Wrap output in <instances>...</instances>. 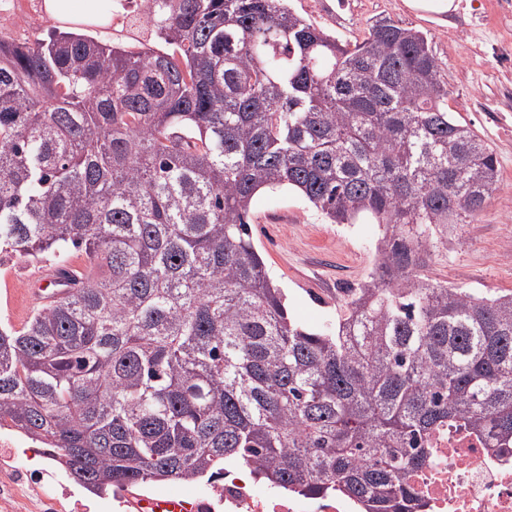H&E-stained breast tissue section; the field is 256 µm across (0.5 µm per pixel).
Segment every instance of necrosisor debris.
I'll return each mask as SVG.
<instances>
[{
  "label": "necrosis or debris",
  "instance_id": "1",
  "mask_svg": "<svg viewBox=\"0 0 512 512\" xmlns=\"http://www.w3.org/2000/svg\"><path fill=\"white\" fill-rule=\"evenodd\" d=\"M13 427L0 426V512H81L82 505L59 495L57 471L28 470L16 457ZM424 446L429 461L412 471L410 484L420 512H512V448L492 450L460 426L430 433ZM166 495L192 498L194 512H362L342 493L327 497L266 496L243 472L203 489L172 483Z\"/></svg>",
  "mask_w": 512,
  "mask_h": 512
}]
</instances>
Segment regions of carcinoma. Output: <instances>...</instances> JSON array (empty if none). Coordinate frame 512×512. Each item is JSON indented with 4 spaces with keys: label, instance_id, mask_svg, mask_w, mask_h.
Instances as JSON below:
<instances>
[{
    "label": "carcinoma",
    "instance_id": "carcinoma-1",
    "mask_svg": "<svg viewBox=\"0 0 512 512\" xmlns=\"http://www.w3.org/2000/svg\"><path fill=\"white\" fill-rule=\"evenodd\" d=\"M164 47L0 38V253L84 257L77 288L0 322V423L83 486L253 464L305 496L418 512L430 431L512 448V293L429 262L498 187L442 62L389 18L350 44L287 0H146ZM384 225L336 325L288 314L250 229L261 192Z\"/></svg>",
    "mask_w": 512,
    "mask_h": 512
}]
</instances>
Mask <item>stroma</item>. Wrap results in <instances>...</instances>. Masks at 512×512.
Segmentation results:
<instances>
[{"label":"stroma","instance_id":"1","mask_svg":"<svg viewBox=\"0 0 512 512\" xmlns=\"http://www.w3.org/2000/svg\"><path fill=\"white\" fill-rule=\"evenodd\" d=\"M443 15L408 9L403 0H290V8L341 40H362L370 25L388 17L427 33L443 63L448 109L495 149L499 183L487 207L471 223L458 225L447 249L429 264L433 281L482 294L512 291V6L498 0H457ZM129 11L89 36L114 44L155 43ZM43 0H0V37L22 42L55 30ZM253 239L275 283L283 288L290 314L320 329L335 320L345 289L367 281L381 235L367 222L330 224L297 193L264 192L251 210ZM34 264L0 258V320L22 326L17 303L31 283Z\"/></svg>","mask_w":512,"mask_h":512}]
</instances>
